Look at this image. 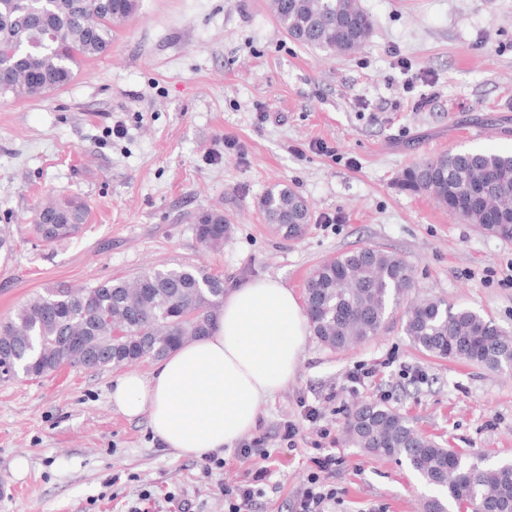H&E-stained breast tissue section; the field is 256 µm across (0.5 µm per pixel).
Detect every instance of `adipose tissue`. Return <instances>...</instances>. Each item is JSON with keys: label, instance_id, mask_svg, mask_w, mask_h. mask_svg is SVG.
Segmentation results:
<instances>
[{"label": "adipose tissue", "instance_id": "ef3b65f1", "mask_svg": "<svg viewBox=\"0 0 512 512\" xmlns=\"http://www.w3.org/2000/svg\"><path fill=\"white\" fill-rule=\"evenodd\" d=\"M308 321L298 296L262 279L232 291L213 330L172 351L152 373H121L113 408L147 416L164 446L195 458L234 447L257 424L262 404L293 380Z\"/></svg>", "mask_w": 512, "mask_h": 512}]
</instances>
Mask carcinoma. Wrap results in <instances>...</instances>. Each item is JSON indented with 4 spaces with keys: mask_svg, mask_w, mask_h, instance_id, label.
<instances>
[{
    "mask_svg": "<svg viewBox=\"0 0 512 512\" xmlns=\"http://www.w3.org/2000/svg\"><path fill=\"white\" fill-rule=\"evenodd\" d=\"M293 40L346 55L369 34L372 20L359 0H266ZM138 0H0V96L35 98L68 84L75 69L112 44V26L137 10ZM396 185L433 196L448 211L485 231L512 238V155L445 154L405 169ZM266 223L284 239H299L309 221L306 201L287 185L259 201ZM88 217L77 197L48 198L34 214L44 242L73 237ZM195 235L218 249L230 232L224 213L197 216ZM413 288L397 254L364 246L326 258L305 281L306 312L315 336L342 349L375 336L390 309ZM224 303V278L195 265L151 267L133 281L59 285L36 293L0 321V382L43 378L70 365L88 370L161 359L204 335ZM403 327L436 357L512 373V334L492 319L441 299L410 304ZM349 444L376 456L405 460L425 481L469 512H512V462L481 467L442 447L405 416L378 403L349 412Z\"/></svg>",
    "mask_w": 512,
    "mask_h": 512,
    "instance_id": "cac0c4a2",
    "label": "carcinoma"
}]
</instances>
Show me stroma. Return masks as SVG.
Listing matches in <instances>:
<instances>
[{
	"instance_id": "stroma-1",
	"label": "stroma",
	"mask_w": 512,
	"mask_h": 512,
	"mask_svg": "<svg viewBox=\"0 0 512 512\" xmlns=\"http://www.w3.org/2000/svg\"><path fill=\"white\" fill-rule=\"evenodd\" d=\"M373 30L354 53L328 56L279 27L265 0H138L111 48L45 96H0V319L44 289L196 265L225 289L272 278L303 293L323 259L364 245L397 253L411 300L468 307L512 333V239L469 224L430 195L396 186L406 168L465 150L512 154V0H360ZM427 72L408 84L400 60ZM240 148L225 151V137ZM285 184L309 206L304 235L277 236L259 200ZM76 196L89 219L48 244L32 232L38 203ZM232 224L203 248L197 216ZM335 216L332 224L324 215ZM391 311L373 338L345 350L307 336L294 381L261 407L253 436L271 454L265 493L247 512H293L314 453L303 406L324 410L342 463L330 512H420L433 495L404 463L349 445L359 402L383 399L468 460L512 461V375L430 356ZM373 385L350 391L357 364ZM119 368L66 366L0 382V512H127L142 493L191 512H224L225 484L260 458L225 450L211 476L129 419L109 394ZM334 402H326L331 390ZM296 422L295 445L280 437ZM25 470H17V460Z\"/></svg>"
}]
</instances>
